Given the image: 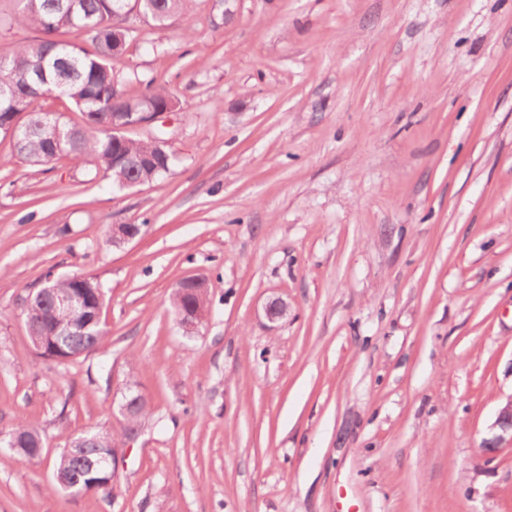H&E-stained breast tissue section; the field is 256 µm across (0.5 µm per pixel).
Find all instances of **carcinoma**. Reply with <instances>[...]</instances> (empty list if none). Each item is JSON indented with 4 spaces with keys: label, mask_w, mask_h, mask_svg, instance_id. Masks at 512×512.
<instances>
[{
    "label": "carcinoma",
    "mask_w": 512,
    "mask_h": 512,
    "mask_svg": "<svg viewBox=\"0 0 512 512\" xmlns=\"http://www.w3.org/2000/svg\"><path fill=\"white\" fill-rule=\"evenodd\" d=\"M24 21L39 36L0 50V114L13 111L14 98L24 93L25 69L31 63L43 64L46 90L65 100L80 115L73 121L63 113L44 112L40 99L28 97L27 127L12 139L15 155L33 167L59 159L69 160L75 167H91L117 181L149 183L170 171L172 154H162L167 146L159 140H140L127 135L112 136V116H130L150 108L165 107L174 102L170 91L150 80L142 91L132 96L124 78L112 68V59L126 51L127 44L137 38V29L129 28L128 0H77L70 7L67 0H18ZM190 0H140L144 22L161 32L168 20L184 11ZM72 30L84 34L85 45L63 39ZM55 296L65 300L82 288V308L71 318L51 305L43 303L38 293L28 295L24 314L28 333L39 357L58 365L87 356L100 349L107 340L104 324L96 322L82 329V321L93 312L97 299L103 296L100 282L92 275H73L56 279ZM177 283L172 304L177 316L196 304L206 305L208 291L194 295L183 291ZM127 398L138 400V416L125 421L131 431L148 414L147 402L135 392ZM17 447L12 452L32 465L42 461L44 441L39 430L25 422L6 431ZM106 457L117 459L112 433L88 430L68 440L52 463L54 492L82 493L96 491L112 496L115 478L110 468H91L89 461Z\"/></svg>",
    "instance_id": "cac0c4a2"
}]
</instances>
